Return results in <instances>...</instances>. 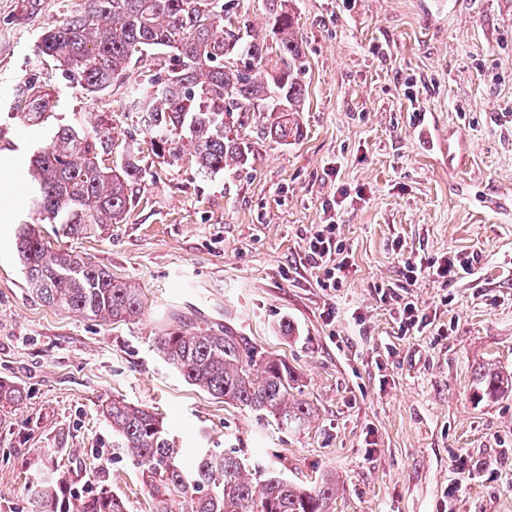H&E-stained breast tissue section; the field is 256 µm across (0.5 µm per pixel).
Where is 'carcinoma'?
<instances>
[{
	"instance_id": "obj_1",
	"label": "carcinoma",
	"mask_w": 512,
	"mask_h": 512,
	"mask_svg": "<svg viewBox=\"0 0 512 512\" xmlns=\"http://www.w3.org/2000/svg\"><path fill=\"white\" fill-rule=\"evenodd\" d=\"M236 8L235 0H82L74 15L42 31L38 57L93 95L135 64L163 55L165 74L131 86L125 109L146 114L153 149L174 163L189 156L201 172L217 175L228 163L247 160L248 146L234 128L251 117H262L280 143L298 139L307 96L305 55L288 0H266L262 36ZM28 99L27 121L42 124L50 100L35 91ZM111 147L107 126L55 129L29 165V201L38 220L60 225L66 238L122 223L147 170L133 150L105 165ZM14 249L27 290L44 304L112 324L142 314L139 289L72 250L47 245L35 225L17 227ZM154 344L187 384L226 404L271 416L285 429L303 426L311 415L292 397L296 377L286 361L228 329L178 326ZM474 384L478 397L495 398L512 391V373L482 367ZM22 399L15 385L0 380V403ZM102 414L112 449L131 459L149 488L152 512H333L334 481L302 487L261 464L247 468L235 451L206 450L188 459L167 422L144 405L114 398ZM64 452L45 448L28 463L32 512H127L112 494L107 459L96 460L95 479L83 489L61 469Z\"/></svg>"
}]
</instances>
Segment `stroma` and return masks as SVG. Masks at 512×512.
Listing matches in <instances>:
<instances>
[{
    "label": "stroma",
    "mask_w": 512,
    "mask_h": 512,
    "mask_svg": "<svg viewBox=\"0 0 512 512\" xmlns=\"http://www.w3.org/2000/svg\"><path fill=\"white\" fill-rule=\"evenodd\" d=\"M79 3L0 0V186L14 188L0 206V380L24 392L0 405V512H29L24 471L40 449H64L84 482L89 460L111 453L101 406L115 398L158 413L186 454L236 448L307 488L335 476V512H512V393L481 400L473 384L483 364L512 372V0H291L303 135L281 144L249 121L247 162L212 177L163 162L123 111L141 67L90 96L40 61L42 28ZM31 82L55 103L38 126L24 117ZM422 114L449 150H421ZM96 123L112 128L111 160L137 149L149 177L124 223L67 245L141 288L136 323L44 305L12 248L33 152L58 125ZM330 208L349 251L336 290L305 258ZM401 249L427 268L478 261L413 281ZM407 303L425 326L403 327ZM180 322L225 326L284 359L306 425L277 429L185 383L153 347ZM110 469L129 512H152L131 460L113 455Z\"/></svg>",
    "instance_id": "35a3bbf8"
}]
</instances>
